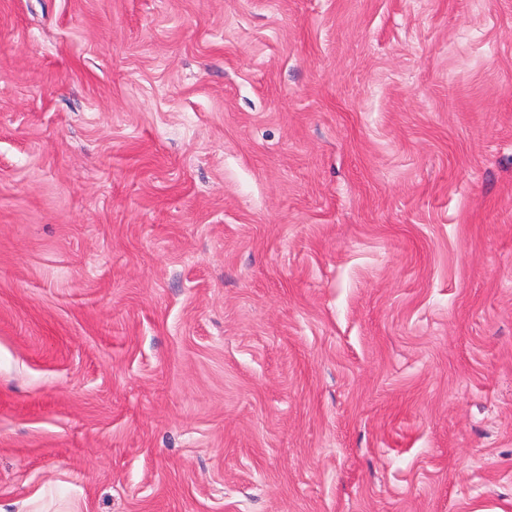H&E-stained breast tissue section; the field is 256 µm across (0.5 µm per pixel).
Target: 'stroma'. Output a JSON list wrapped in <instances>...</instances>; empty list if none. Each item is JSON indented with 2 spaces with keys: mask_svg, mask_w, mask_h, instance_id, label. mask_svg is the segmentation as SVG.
Wrapping results in <instances>:
<instances>
[{
  "mask_svg": "<svg viewBox=\"0 0 512 512\" xmlns=\"http://www.w3.org/2000/svg\"><path fill=\"white\" fill-rule=\"evenodd\" d=\"M0 512H512V0H0Z\"/></svg>",
  "mask_w": 512,
  "mask_h": 512,
  "instance_id": "stroma-1",
  "label": "stroma"
}]
</instances>
